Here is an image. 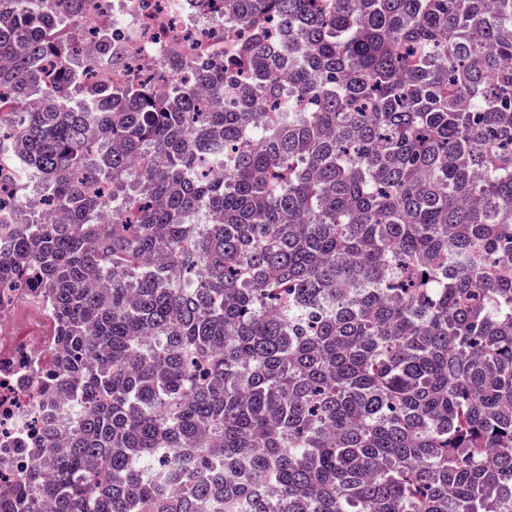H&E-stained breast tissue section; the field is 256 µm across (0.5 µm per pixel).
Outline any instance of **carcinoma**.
I'll return each mask as SVG.
<instances>
[{
  "instance_id": "obj_1",
  "label": "carcinoma",
  "mask_w": 512,
  "mask_h": 512,
  "mask_svg": "<svg viewBox=\"0 0 512 512\" xmlns=\"http://www.w3.org/2000/svg\"><path fill=\"white\" fill-rule=\"evenodd\" d=\"M91 2L0 0L69 404L0 512H512V0H191L243 36L163 91Z\"/></svg>"
}]
</instances>
